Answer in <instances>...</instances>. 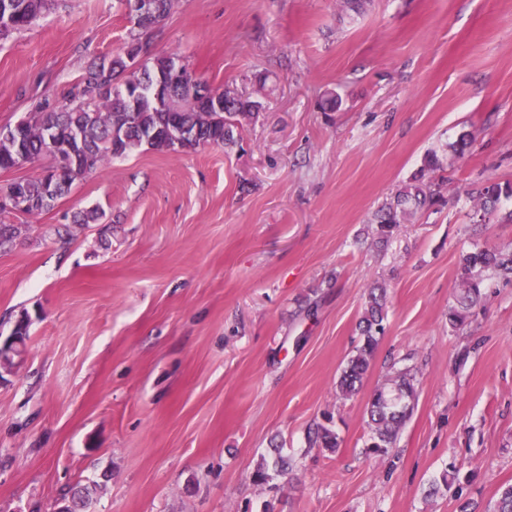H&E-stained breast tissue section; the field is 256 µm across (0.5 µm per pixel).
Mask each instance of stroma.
<instances>
[{"instance_id": "35a3bbf8", "label": "stroma", "mask_w": 512, "mask_h": 512, "mask_svg": "<svg viewBox=\"0 0 512 512\" xmlns=\"http://www.w3.org/2000/svg\"><path fill=\"white\" fill-rule=\"evenodd\" d=\"M133 38L260 110L236 145L141 149L49 210L0 213L28 227L0 251V332L32 318L0 383V512H56L78 484L88 512H493L512 484V277L487 273L463 327L448 308L461 252L512 249V198L469 218L475 188L512 183V0H173L147 28L123 0H52L0 41V126L68 104ZM429 153L445 205L376 244L375 212ZM92 207L110 232L74 223ZM376 282L387 332L343 398ZM404 371L413 413L370 454L367 404ZM324 421L337 451L306 445ZM274 442L296 468L271 490L253 473Z\"/></svg>"}]
</instances>
